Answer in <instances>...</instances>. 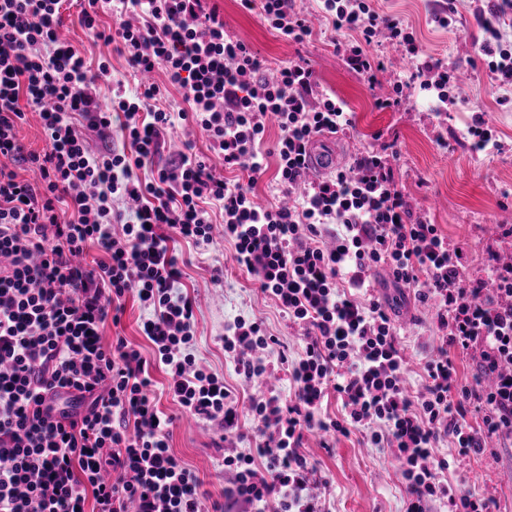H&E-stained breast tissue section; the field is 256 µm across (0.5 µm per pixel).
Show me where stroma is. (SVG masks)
<instances>
[{
  "label": "stroma",
  "instance_id": "obj_1",
  "mask_svg": "<svg viewBox=\"0 0 512 512\" xmlns=\"http://www.w3.org/2000/svg\"><path fill=\"white\" fill-rule=\"evenodd\" d=\"M215 3L226 33L263 56L270 69L305 56L321 85L346 101L354 128L330 142L338 164L348 163L361 150L393 144L395 177L403 185L412 211L427 216L452 241L467 242L469 273L485 274L489 253L512 255V238L498 239L494 230L498 224L512 225V87H496L478 56L483 39L478 12L484 0H373L381 13L413 28L427 54L447 59L465 73L464 84L454 88L458 105L449 107L442 117L435 116L428 102L408 84L412 67L389 41L372 49L384 69L378 75V85L368 87L336 51V34L322 18L315 0H296L312 26V36L302 47L279 39L258 12L244 11L239 0ZM450 4L455 7L453 23L444 30L434 24L433 15ZM59 33L89 62L110 61L112 81L102 84V93H109L115 81L126 93L136 91L137 81L124 57L89 37L77 11L65 13ZM400 79L405 82L400 110L376 108V97L385 95ZM478 109L489 113L501 151L486 153L473 148L466 129ZM177 252L183 261L179 287L195 296L198 304L196 354L206 368L223 374L225 384L240 397H248L250 388L224 361L221 338L225 324L240 316L261 320L291 357L302 344L300 331L250 276L233 266V248L223 236H216L207 246L180 243ZM218 269L224 277L216 283L212 276ZM433 314L431 305L410 297L397 308L414 391L420 387V360L432 353L435 343ZM160 406L177 417L170 440L173 453L203 479L211 500L223 501L230 485L224 454L231 451V444L222 442L219 427L180 417L178 406L170 399H161ZM304 451L317 469L316 491L325 497L331 512H405L407 493L397 462L386 451L368 447L360 434L311 436ZM437 454L453 460L445 479L465 481L473 492L491 499L493 512H512V446L498 449L493 457H464L448 447L438 448Z\"/></svg>",
  "mask_w": 512,
  "mask_h": 512
}]
</instances>
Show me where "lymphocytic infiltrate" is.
Here are the masks:
<instances>
[{"label":"lymphocytic infiltrate","mask_w":512,"mask_h":512,"mask_svg":"<svg viewBox=\"0 0 512 512\" xmlns=\"http://www.w3.org/2000/svg\"><path fill=\"white\" fill-rule=\"evenodd\" d=\"M66 2L0 0V512H224L173 454V419L159 410L150 375L163 370L183 413L218 424L223 441L237 438L242 412L195 354V300L178 287L173 249L180 240L212 242L214 206L236 266L304 332L288 363L293 394L252 399L256 448L224 457L228 496L254 512H328L312 491L304 437L359 431L398 461L405 512H432L436 503L490 512L486 500L441 480L448 462L435 450L450 442L481 456L489 441L512 444V264L492 258L486 276L469 274L463 244L414 215L378 152L309 179L312 142L353 127L345 102L320 91L302 57L266 76L265 60L226 35L208 0H87L80 11L87 33L117 43L134 71L165 73L183 93L178 113L155 83L102 106L85 59L58 34ZM101 3L111 5L115 31L102 28ZM240 5L259 10L286 42L312 34L293 0ZM318 10L365 82L375 84L380 70L368 48L388 36L436 111H447L455 71L426 54L408 26L368 0H319ZM511 10L512 0H494L481 18V59L501 87L512 86V43L500 30ZM30 109L45 135L39 152L19 137ZM269 117L281 131L276 180L283 192L302 191L288 206L254 200ZM179 120L204 134L225 175L186 154L156 165ZM115 129L121 145L92 149L87 131ZM92 246L99 255L89 263ZM382 266L398 290L436 308L442 344L424 362L414 397L395 321L368 294ZM129 296L146 313L147 357L125 337L105 336ZM279 345L255 319L224 327V352L247 382L269 374L264 354ZM452 350L475 359L471 380L459 378ZM56 387L70 389V409L43 408ZM331 391L342 402L338 419L321 414Z\"/></svg>","instance_id":"1"}]
</instances>
